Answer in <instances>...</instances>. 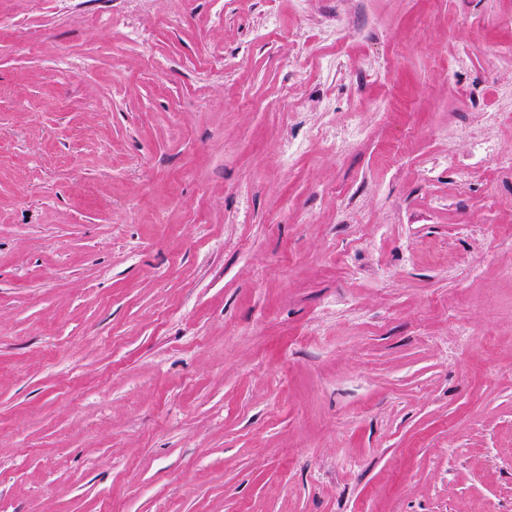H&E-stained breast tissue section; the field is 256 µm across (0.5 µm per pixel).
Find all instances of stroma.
Returning a JSON list of instances; mask_svg holds the SVG:
<instances>
[{
	"instance_id": "1",
	"label": "stroma",
	"mask_w": 512,
	"mask_h": 512,
	"mask_svg": "<svg viewBox=\"0 0 512 512\" xmlns=\"http://www.w3.org/2000/svg\"><path fill=\"white\" fill-rule=\"evenodd\" d=\"M0 18V512H512V0Z\"/></svg>"
}]
</instances>
